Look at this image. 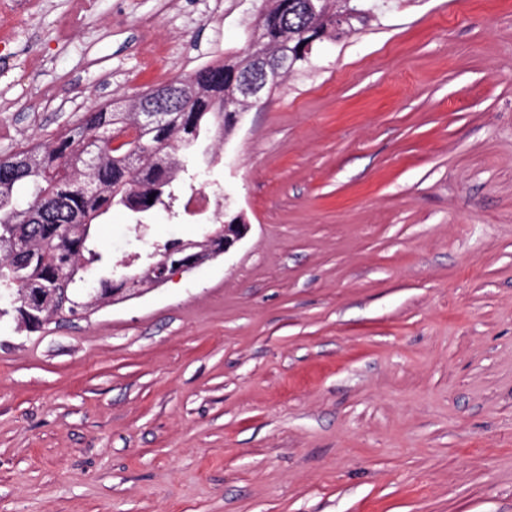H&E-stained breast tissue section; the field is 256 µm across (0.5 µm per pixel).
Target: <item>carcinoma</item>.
I'll use <instances>...</instances> for the list:
<instances>
[{"label": "carcinoma", "instance_id": "carcinoma-1", "mask_svg": "<svg viewBox=\"0 0 512 512\" xmlns=\"http://www.w3.org/2000/svg\"><path fill=\"white\" fill-rule=\"evenodd\" d=\"M378 0H266L250 29L251 52H285L293 68L310 54L300 31L341 40L361 32L376 17ZM247 55L229 52L224 61L197 70L175 85L183 97L171 101L165 123L143 129L135 112L112 104L84 113L80 122L55 139L0 156V295L10 291L16 303L0 307L28 331L49 320L52 290L87 284V265L100 260L91 227L114 209L148 212L170 209L172 188L187 167L201 135L222 140L236 122L224 99L237 94V74ZM30 189L20 202L15 192ZM24 243L29 259L17 264L12 246Z\"/></svg>", "mask_w": 512, "mask_h": 512}]
</instances>
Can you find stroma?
<instances>
[{
    "label": "stroma",
    "mask_w": 512,
    "mask_h": 512,
    "mask_svg": "<svg viewBox=\"0 0 512 512\" xmlns=\"http://www.w3.org/2000/svg\"><path fill=\"white\" fill-rule=\"evenodd\" d=\"M262 0H41L0 156L243 52ZM249 230L158 289L0 320V512H512V0H387L239 114ZM115 210L97 276L211 213Z\"/></svg>",
    "instance_id": "obj_1"
}]
</instances>
